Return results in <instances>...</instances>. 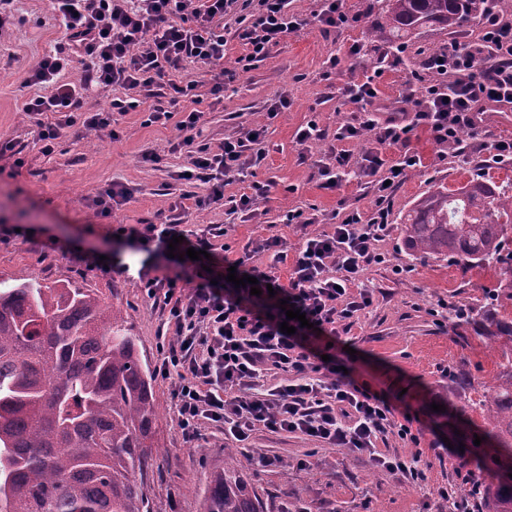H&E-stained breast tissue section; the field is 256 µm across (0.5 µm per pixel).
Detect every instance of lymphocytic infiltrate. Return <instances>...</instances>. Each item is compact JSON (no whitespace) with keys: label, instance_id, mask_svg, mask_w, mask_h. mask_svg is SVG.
<instances>
[{"label":"lymphocytic infiltrate","instance_id":"f902f5d3","mask_svg":"<svg viewBox=\"0 0 512 512\" xmlns=\"http://www.w3.org/2000/svg\"><path fill=\"white\" fill-rule=\"evenodd\" d=\"M239 0H51L52 11L63 29L61 44L34 67L27 83L51 87L50 95L29 98L24 105L34 118L38 139L52 151L63 130L75 125L106 129L113 113L147 108L148 123H174L182 145L190 149L187 165L177 172L180 181L207 184L195 200L200 209L229 205L231 212L258 215L263 191L225 198L224 186L247 176L265 159L261 144L267 131L258 124L249 134L228 137L218 146L200 142L203 111L197 110L200 80L185 74L187 63L215 66L209 84L214 100L224 96V17L236 11ZM301 28L291 0H256L250 16L239 19L236 36L246 47L237 58L235 74L247 73L254 62L267 58L283 38ZM82 58L80 80H66L72 55ZM426 69L434 79L423 97L413 88L398 98L381 101L373 79L353 82L341 89L356 104L351 121L343 123L338 140L356 141L374 132L377 150L357 155L339 151L333 163L319 165L327 189L339 187L345 172L367 178L378 198H386L391 185L400 184L408 171L418 169L421 157L409 149L412 132L430 131L440 144L458 143L459 155L468 146L462 133L478 137L488 112H512V18L488 11L482 33L466 44H451L439 55L428 56ZM117 86L124 95L112 99L109 110L84 111L86 94L96 88ZM193 110L178 112L180 103ZM396 146L402 153L388 162L382 147ZM389 224L388 209L372 216L351 210L333 232L307 237L298 248L288 284H281L276 262L282 261L281 241L272 236L262 250L272 252L268 266L246 265L257 278L259 295L233 283L218 284L217 272L190 282L181 274H150L139 270L145 295L161 301L167 314L159 331L158 376L172 381L176 422L185 442L202 439L205 428L229 432L236 441L254 431L301 433L331 447L369 455L375 466L408 482L423 480L420 455L380 452L379 439L393 432L419 444L414 418L396 417L380 395L360 385L339 368L337 359L323 360L312 328L336 337L341 322L369 307V291L353 286L366 267L385 263L375 242L383 240ZM180 236L179 250L214 252L208 232L185 237L180 215L163 224H136L123 228L124 238L140 243L143 251L165 252L172 236ZM273 295H266V287ZM305 313L307 326L294 334L281 332L286 322L280 301ZM288 380L273 389L264 382L272 372Z\"/></svg>","mask_w":512,"mask_h":512}]
</instances>
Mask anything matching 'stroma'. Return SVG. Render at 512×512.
I'll list each match as a JSON object with an SVG mask.
<instances>
[{
    "label": "stroma",
    "mask_w": 512,
    "mask_h": 512,
    "mask_svg": "<svg viewBox=\"0 0 512 512\" xmlns=\"http://www.w3.org/2000/svg\"><path fill=\"white\" fill-rule=\"evenodd\" d=\"M373 0H344L350 23L342 31L323 36L314 18L321 0H294L293 12L302 28L283 40L270 56L230 83L221 102L204 95L201 138L218 145L224 138L263 124L267 132L266 158L247 177L229 182L225 195L252 193L254 186L269 191L254 219L227 208L199 210L194 196L205 185L189 186L175 179L187 160L186 149H173V124H146L142 111L114 114L110 130H88L75 125L62 134L52 153H44L33 119L23 110L33 95L26 78L35 63L60 43L62 31L53 19L48 0H16L15 24L0 33V142L16 145L25 160L15 177L0 178V231L9 232L0 242V281L19 278L72 283L96 292L126 320L138 338L149 367L159 358L158 331L164 321L160 305L146 298L135 274L141 266L154 265L155 257L116 238L120 225L144 219L162 222L171 204L182 203L184 227L222 229L216 237L213 263L219 273L228 264L251 256L253 263L270 264L271 252L261 250L270 236L281 240L287 261L278 263L281 280H288L290 261L300 242L310 235L331 231L353 209L372 213L390 211L389 231L376 248L386 261L364 271L360 285L373 294L370 307L354 317L341 334L333 352L351 376L365 387L384 393L397 411H410L424 431L420 445L388 435L383 446L404 455L420 454L426 481L404 483L376 469L368 458L308 439L298 433L255 431L242 444L248 456L242 472L266 505V512H448V503L435 490L456 484V448L447 446L448 428L443 413L432 404L455 400L464 407L479 395L483 382L495 370L494 358L472 331L451 325L438 300L449 306L481 303L493 287L490 270L467 273L449 263L411 259L402 249L400 218L413 200L435 183L456 188L470 178L475 165L494 180L512 177V165L494 163L487 150L477 149L469 158L448 155L429 131H414L410 148L423 159L421 168L408 172L386 200H379L364 179L343 176L340 188L324 189L316 162L347 149L356 154L376 148L374 137L355 142L338 141L339 126L353 116L354 104L337 94L338 86L374 76L383 98L412 85L423 95L432 80L424 68L431 48L446 41L435 30H424L404 51L380 45L366 36L368 11ZM360 54H350L352 44ZM337 56L339 64L328 70L326 61ZM287 96L288 107L267 118L265 107ZM323 133L320 141L302 148L296 133L308 122ZM159 153L158 165L144 163L145 150ZM125 187L129 202L108 216H101L90 198L111 184ZM301 210L318 218L314 224H289L285 215ZM54 241L58 250L42 254L39 246ZM129 264L131 274L87 270L78 257ZM469 361L470 390L449 397L448 370ZM160 414L156 422L154 465L147 475L151 512H201L200 490L212 470L223 467L224 451L236 440L220 430L207 428L204 451H196L178 432L171 400V383L155 379ZM279 457L278 466L260 465L263 457Z\"/></svg>",
    "instance_id": "1"
}]
</instances>
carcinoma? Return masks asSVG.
<instances>
[{
    "label": "carcinoma",
    "mask_w": 512,
    "mask_h": 512,
    "mask_svg": "<svg viewBox=\"0 0 512 512\" xmlns=\"http://www.w3.org/2000/svg\"><path fill=\"white\" fill-rule=\"evenodd\" d=\"M368 36L405 45L426 29L460 33L489 0H376ZM412 258L494 272L483 305L448 311L503 348L494 382L469 409L448 401V425L485 476L481 512H512V181L474 175L429 186L404 215ZM478 413L479 420L469 417ZM158 419L152 376L118 312L87 288L18 279L0 284V512H151L142 477ZM482 445L473 443L475 437ZM227 449L206 481L202 512H264Z\"/></svg>",
    "instance_id": "obj_1"
}]
</instances>
